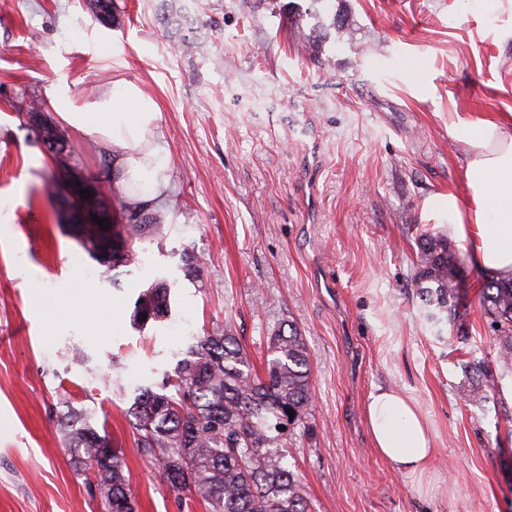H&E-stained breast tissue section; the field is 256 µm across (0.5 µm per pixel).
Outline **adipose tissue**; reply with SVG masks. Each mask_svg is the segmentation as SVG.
Returning <instances> with one entry per match:
<instances>
[{
    "instance_id": "ef3b65f1",
    "label": "adipose tissue",
    "mask_w": 512,
    "mask_h": 512,
    "mask_svg": "<svg viewBox=\"0 0 512 512\" xmlns=\"http://www.w3.org/2000/svg\"><path fill=\"white\" fill-rule=\"evenodd\" d=\"M53 107L74 130L95 136L115 185L125 200L151 209L167 185L170 151L157 131L158 107L135 84L100 94L73 108L66 91ZM449 132L468 156L463 179L467 198L434 194L424 204L429 219L448 227L466 243L471 266L496 278L512 277V113L457 120ZM366 418L376 452L400 474L430 482L438 450L425 416L401 391L376 387L366 402Z\"/></svg>"
}]
</instances>
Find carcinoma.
Masks as SVG:
<instances>
[{
    "label": "carcinoma",
    "mask_w": 512,
    "mask_h": 512,
    "mask_svg": "<svg viewBox=\"0 0 512 512\" xmlns=\"http://www.w3.org/2000/svg\"><path fill=\"white\" fill-rule=\"evenodd\" d=\"M175 0H158L161 20L172 31L175 51L207 53V44L182 32ZM91 12L101 22L114 20V0H89ZM308 16L316 20L312 31L297 28L294 42L313 56L327 38L314 7ZM51 175L57 189L70 195L94 190L96 209L89 214L110 225L102 230L79 214L84 199L69 202L67 220L83 249L110 270L138 262L134 242L157 225L149 211L112 199L96 186L77 184L67 161L55 157ZM415 294L427 321L442 333L448 325L462 331L460 307L466 284L464 257L448 249L444 235L423 231L417 239ZM168 288L159 283L136 300L135 316L158 320L168 312ZM478 303L491 317L497 361L512 372V277L490 278L480 285ZM264 375L251 369L231 321L216 326L188 347L173 373L163 377L158 390L141 389L128 409L136 430L135 447L160 470L180 503L198 498L207 512H308L303 489L288 466V432L304 423L312 405L310 355L304 337L293 325H279L267 333ZM466 373L478 375L472 400L482 403L499 387L484 363H462ZM293 410L289 416L287 410ZM285 429L280 430L278 426ZM64 447L79 468L93 470L89 482L103 512H136L134 496L124 473L123 456L110 440L83 416L71 410L59 419Z\"/></svg>",
    "instance_id": "1"
}]
</instances>
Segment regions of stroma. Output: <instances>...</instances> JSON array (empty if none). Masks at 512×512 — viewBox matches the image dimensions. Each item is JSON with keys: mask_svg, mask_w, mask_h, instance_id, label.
<instances>
[{"mask_svg": "<svg viewBox=\"0 0 512 512\" xmlns=\"http://www.w3.org/2000/svg\"><path fill=\"white\" fill-rule=\"evenodd\" d=\"M156 5L116 0L105 24L87 0H0V512H102L62 445L66 403L123 453L137 512H206L138 453L127 410L224 320L259 371L269 329L290 322L305 339L314 400L288 462L311 512H512V381L478 405L460 368L470 354L500 371L483 276L463 269L466 343L433 336L413 298L417 234L445 230L423 202L464 192L450 122L512 113V14L481 0H328L345 29L312 60L292 40L312 18L177 0L208 45L189 56L171 50ZM116 81L155 99L171 161L140 263L108 271L59 222L54 163L26 113L37 99L57 122V89L81 108ZM63 133L74 173L98 180L92 137ZM159 281L166 317L134 323ZM81 298L104 327L46 313ZM379 385L427 417L434 492L375 453L365 405Z\"/></svg>", "mask_w": 512, "mask_h": 512, "instance_id": "obj_1", "label": "stroma"}]
</instances>
